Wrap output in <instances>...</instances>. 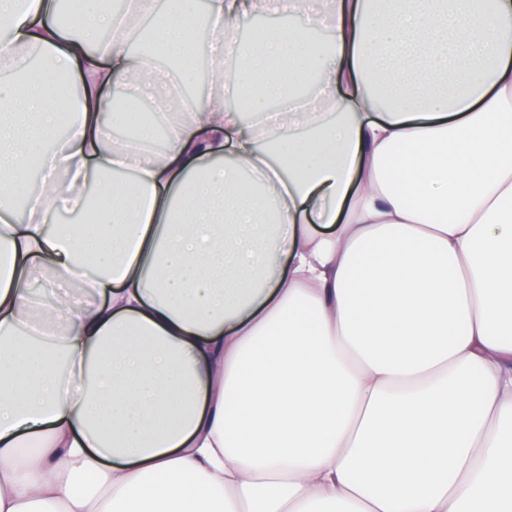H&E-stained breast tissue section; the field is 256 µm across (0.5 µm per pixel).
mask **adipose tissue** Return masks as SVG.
<instances>
[{
    "label": "adipose tissue",
    "instance_id": "ef3b65f1",
    "mask_svg": "<svg viewBox=\"0 0 512 512\" xmlns=\"http://www.w3.org/2000/svg\"><path fill=\"white\" fill-rule=\"evenodd\" d=\"M59 2L0 0V512H512V0Z\"/></svg>",
    "mask_w": 512,
    "mask_h": 512
}]
</instances>
